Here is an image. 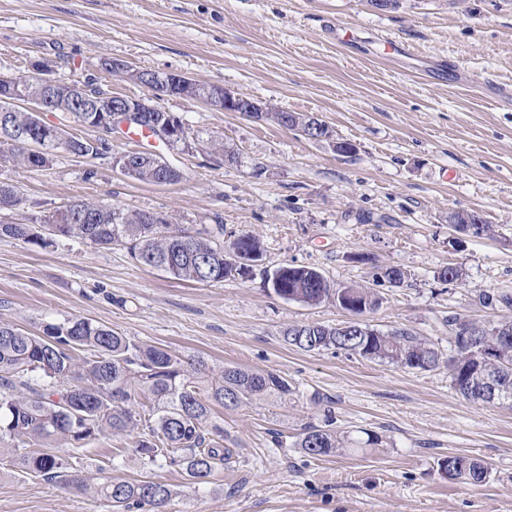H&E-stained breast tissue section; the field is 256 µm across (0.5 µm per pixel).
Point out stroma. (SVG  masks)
Masks as SVG:
<instances>
[{
    "label": "stroma",
    "instance_id": "obj_1",
    "mask_svg": "<svg viewBox=\"0 0 512 512\" xmlns=\"http://www.w3.org/2000/svg\"><path fill=\"white\" fill-rule=\"evenodd\" d=\"M353 29L337 41L339 25ZM400 55H388L386 41ZM178 73L291 112L317 115L333 140L314 141L274 121L167 97L199 147L114 137L97 157L57 152L30 170L0 149V180L21 202L9 220L40 224L63 206L104 200L167 216L172 226L220 224L224 243L256 236L264 260L248 279L187 283L133 260L60 237L41 249L0 239V324L39 332L82 317L136 342L210 366L271 371L288 396L216 406L230 459L207 483H189L165 460L150 463L127 435L60 448L80 474L151 477L173 491L165 512H512V407L456 393L447 354L453 319L492 324L512 307V0H401L379 12L368 0H0V77L27 75L40 59L50 78L94 79L132 98L149 88L104 72L105 59ZM351 142L350 154L334 139ZM152 147L185 174L146 184L113 167L115 155ZM453 212L480 215L488 232L460 234ZM319 270L335 287L369 288L373 329L410 330L442 354L430 370L402 368L284 343V328L336 326L351 312L276 296L281 264ZM458 265L464 278L440 277ZM399 268L404 279L380 281ZM333 415L360 444L326 457L296 448L303 427ZM378 435L375 445L365 434ZM450 456H475L488 475L448 480ZM0 512H112L108 501L0 466Z\"/></svg>",
    "mask_w": 512,
    "mask_h": 512
}]
</instances>
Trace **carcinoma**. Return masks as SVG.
I'll return each mask as SVG.
<instances>
[{
    "label": "carcinoma",
    "mask_w": 512,
    "mask_h": 512,
    "mask_svg": "<svg viewBox=\"0 0 512 512\" xmlns=\"http://www.w3.org/2000/svg\"><path fill=\"white\" fill-rule=\"evenodd\" d=\"M283 126L306 132V115L273 112ZM72 145L87 156L108 149L103 138L72 137ZM18 163L39 170L52 157L23 142H14ZM138 163L132 178L156 183L155 154L136 152ZM18 190L0 181V206L14 207ZM224 225L195 231L172 230L156 224L149 212L129 213L109 203L88 201L79 214L66 205L43 224L0 222V239L22 241L41 248L54 237L78 239L110 249L124 245L139 263L166 271L185 282H222L240 275L242 254L263 255L259 240L244 235L232 243V256L224 253L220 237ZM278 291L297 301L317 305L336 298L337 288L316 269L288 263L278 267ZM350 303L366 310L378 304L366 288H345ZM366 336L319 323L293 325L283 331V341L304 352L342 350L365 359L379 360L409 369L429 370L439 363L438 350L405 329L383 333L364 326ZM495 326L475 322L458 323L448 370L453 388L467 400L485 402L481 377L488 363L477 362L473 351L485 346L497 358L498 385L512 391V341L493 334ZM209 371L202 359L186 368L185 361L171 351L140 344L103 324L85 318H66L44 323L32 333L0 324V460L48 481L63 482L80 493L100 496L119 512H159L172 497L169 485L151 478L116 481L102 475L91 483L69 477L71 463L48 447L64 443L78 445L100 436L131 434L142 423V414L157 410L149 433L134 441L135 452L153 462L163 459L185 471L191 482L204 484L216 463L230 457L223 447V430L210 424L212 406L236 408L243 401L267 395L284 396L291 391L288 380L273 372L226 367L212 375L210 390L202 396L194 378ZM33 452H18V445ZM341 438L324 425H308L296 447L312 457L333 454ZM450 480L481 483L487 468L476 457L450 456L441 463Z\"/></svg>",
    "instance_id": "obj_1"
}]
</instances>
